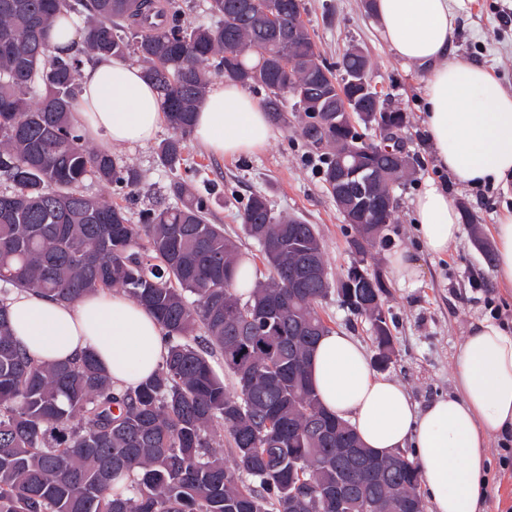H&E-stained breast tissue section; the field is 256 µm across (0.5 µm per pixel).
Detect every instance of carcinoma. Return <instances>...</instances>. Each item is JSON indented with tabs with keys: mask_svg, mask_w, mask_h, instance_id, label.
Returning a JSON list of instances; mask_svg holds the SVG:
<instances>
[{
	"mask_svg": "<svg viewBox=\"0 0 512 512\" xmlns=\"http://www.w3.org/2000/svg\"><path fill=\"white\" fill-rule=\"evenodd\" d=\"M215 28L186 19L179 0H0V512H411L423 501L409 459L381 458L354 429L327 413L307 371L308 354L328 328L318 304L330 282L303 278L325 268L311 224L274 212L255 192L240 212L265 270H255L247 299L234 292L249 261L224 227L208 221L209 194L170 184L177 205L150 208L133 224L125 198L141 173L91 148L72 104L84 58L140 64L162 99L173 135L157 149L172 171L187 164L185 142L209 84V69L266 92L276 120L323 99L336 109V86L298 11V0H206ZM84 19L77 48L52 46L50 25ZM294 24L288 30V24ZM345 73L370 67L348 51ZM366 126L397 135L403 114L360 98ZM305 138L332 148L323 168L331 185L337 151L398 183V156L359 136L354 124ZM95 180L112 194L81 190ZM395 208L380 205L354 224L350 249L370 257L385 240ZM355 289L362 304L385 283ZM113 287L149 310L168 338L157 372L119 390L95 355L57 364L32 360L15 339L5 305L10 289L73 304ZM374 331L377 355L393 352L387 319ZM218 352L235 380L230 392L210 361ZM225 431L234 467L213 441Z\"/></svg>",
	"mask_w": 512,
	"mask_h": 512,
	"instance_id": "cac0c4a2",
	"label": "carcinoma"
}]
</instances>
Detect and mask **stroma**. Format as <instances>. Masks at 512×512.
Masks as SVG:
<instances>
[{
  "label": "stroma",
  "instance_id": "35a3bbf8",
  "mask_svg": "<svg viewBox=\"0 0 512 512\" xmlns=\"http://www.w3.org/2000/svg\"><path fill=\"white\" fill-rule=\"evenodd\" d=\"M304 3L309 31L326 65L338 69L348 49L362 50L371 62L373 87L405 114L400 140L411 157L412 172L395 190V222L388 227L385 245L373 249L370 264L386 284L383 308L393 336L394 353L381 373L401 383L411 400L422 406L455 392L456 357L469 326L490 315L485 298L494 299L512 324V288L499 287L490 275L495 251L491 227L502 212L505 197L491 188L467 187L438 165L424 132V74L402 64L383 41L376 17L367 11L364 0ZM453 44L457 59L483 63L512 91V0H470L457 20ZM305 121L304 113L291 112L286 121L274 122V137L252 156L218 158L195 138H188L185 156L189 169L182 178L192 191L213 189L208 218L223 225L225 235L235 240L243 253L253 256L258 250L255 241L244 235L239 218L254 192H264L275 213L314 225L323 245L328 278L335 281L355 261L349 248L353 230L322 177L328 148L303 136ZM171 134L164 124L154 142L114 152L117 159L142 174L129 206L131 220H139L146 209L171 201L169 185L175 175L156 157L158 141ZM430 179L446 185L463 211L462 234L441 257L426 253L414 225L415 198ZM397 251L416 257L420 268L416 287H402L392 277L388 258ZM319 312L330 329L352 336L367 356H374L368 318L346 308L334 293L322 301ZM499 442L495 435L485 441L490 460L487 492L492 512H512V476L499 464Z\"/></svg>",
  "mask_w": 512,
  "mask_h": 512
}]
</instances>
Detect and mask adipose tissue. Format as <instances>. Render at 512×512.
Here are the masks:
<instances>
[{"mask_svg":"<svg viewBox=\"0 0 512 512\" xmlns=\"http://www.w3.org/2000/svg\"><path fill=\"white\" fill-rule=\"evenodd\" d=\"M465 0H377L378 31L402 63L424 71L425 133L441 167L476 188L512 186V92L487 67L454 57L453 31ZM75 118L113 147L144 145L164 114L139 65L98 58L82 69ZM274 135L262 106L240 85H211L196 112L195 137L219 157L260 152ZM426 251L447 254L461 234L448 189L427 181L415 201ZM493 279L512 288V211L492 228ZM13 335L37 362H67L94 352L118 389L137 387L167 354L161 324L126 295L95 291L65 304L29 290L6 300ZM457 392L420 408L395 380L376 374L362 346L331 330L309 356V376L324 407L345 419L364 445L389 457L413 447L433 512H485V440L512 432V328L471 324L456 361Z\"/></svg>","mask_w":512,"mask_h":512,"instance_id":"adipose-tissue-1","label":"adipose tissue"}]
</instances>
